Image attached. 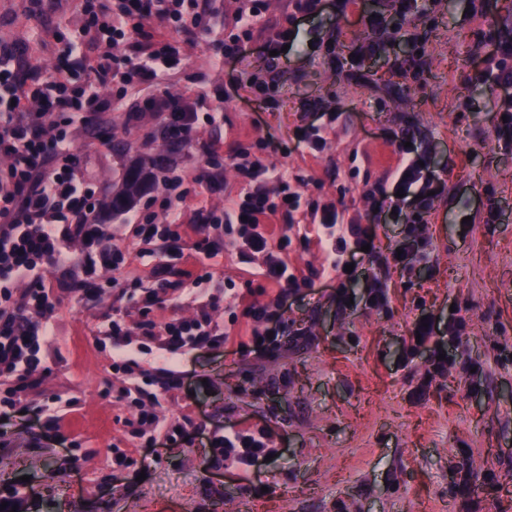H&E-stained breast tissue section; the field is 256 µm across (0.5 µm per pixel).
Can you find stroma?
<instances>
[{
    "mask_svg": "<svg viewBox=\"0 0 512 512\" xmlns=\"http://www.w3.org/2000/svg\"><path fill=\"white\" fill-rule=\"evenodd\" d=\"M218 24L200 37L180 33L187 63L158 85L130 90L95 123L106 139L90 137L74 118L78 161L88 177L115 186L134 160L145 163L166 146L161 123L145 101L187 98L201 121L193 142L170 165L191 181L203 146L231 151L263 139V159L287 173L304 199L335 205L345 220L376 227L378 254L364 258L353 301L341 305L325 279L303 288L285 308L275 288L227 248L209 259L213 278L229 284L209 306L231 336L223 349L182 353L178 383L139 355L158 401L152 414L183 424L186 436L146 446L124 424L134 382L112 372L115 344L107 329L123 320L132 347L143 344L129 304L112 286L111 270L97 273L98 289L78 299L63 290L72 273L47 268L52 285L54 340L42 347L47 375L27 390L25 417L0 421V494L17 489L21 512H512V147L498 139L501 91L477 78L496 42L512 40V0H491L486 13L471 0H418L404 24L388 18L370 31L357 14L307 18L287 52L259 46L288 27L290 0H266L262 28L236 59L224 57L223 20L239 0H198ZM79 0H0V49L23 69L51 74L61 66L60 38L82 26ZM424 53L420 75L402 65L411 38ZM321 126L320 152L299 144L304 129ZM442 180L427 214L425 264H387L404 224L375 210L370 192L391 189L403 132ZM126 142L125 153L112 140ZM244 188L232 167L218 184L197 187L181 203L184 225L206 209L222 213ZM122 226L124 279L153 290L158 324L190 319L187 297L195 235L166 280L154 277L153 245ZM385 282L386 309L366 306L372 279ZM272 306V319L254 324L251 306ZM435 335L412 356L404 351L424 315ZM465 318L461 342L448 322ZM272 331L256 346L254 332ZM444 375L429 377L437 351ZM263 401H255V392ZM59 399L62 416L47 422L39 407ZM238 432L263 437L267 459L228 453L210 462L209 441Z\"/></svg>",
    "mask_w": 512,
    "mask_h": 512,
    "instance_id": "obj_1",
    "label": "stroma"
}]
</instances>
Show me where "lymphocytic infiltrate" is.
I'll return each instance as SVG.
<instances>
[{
  "instance_id": "1",
  "label": "lymphocytic infiltrate",
  "mask_w": 512,
  "mask_h": 512,
  "mask_svg": "<svg viewBox=\"0 0 512 512\" xmlns=\"http://www.w3.org/2000/svg\"><path fill=\"white\" fill-rule=\"evenodd\" d=\"M80 7L86 21L80 34L62 46L65 66L40 77L37 87L19 76L9 54L0 53V155L8 159L0 168V388L5 391L0 408L15 413L22 409L17 395L36 384L38 353L54 335L49 323L36 327L29 322L31 315L43 316L49 309L43 283L47 265L81 269L84 277L78 291L87 296L97 288L98 270L117 272L125 262L117 230L97 221L101 190L76 166L68 126L76 114L103 109L101 89H111L117 105L129 89L155 84L181 67L184 55L175 32L207 34L213 27L210 16L198 11L196 0H81ZM263 11L264 0H244L235 33L224 43L226 57L243 51ZM119 44L127 46V54H114ZM492 59V66L479 76L503 89L497 128L500 136L512 140V42H498ZM150 108L160 114L168 137L190 143L200 116L189 101L155 97ZM399 152L402 159L393 189L379 191L375 205L380 210L401 209L405 236L400 259L422 263L428 256L421 248V218L430 209L431 192L439 191L440 185L428 167L420 166L411 148L403 146ZM226 163L248 188L230 199L222 216L199 213L195 251L211 258L214 246L209 231L223 229L226 245L237 250L242 262H258L259 276L277 288L275 302L283 304L301 279L274 247L272 224L291 219L302 196L293 191L287 175L271 170L261 156L239 149L227 155L218 148L208 150L194 184L211 182ZM174 188V183L162 182L150 200L163 214L164 225H157L151 214L136 220L143 240L159 242L154 274L160 279L168 274L182 239L180 215L171 197ZM317 239L325 254L320 274L335 281L340 302L348 303L346 288L354 276L346 267L355 262L362 246L373 244V227L343 223L336 207L328 206L318 221ZM76 241L83 246L78 256L71 248ZM22 280L29 286L20 292L15 284ZM153 302L148 292L136 301L137 328L141 336L158 342L157 359L164 365L175 366L179 350L218 347L228 341L223 325L205 311L191 320L157 325L148 316Z\"/></svg>"
}]
</instances>
